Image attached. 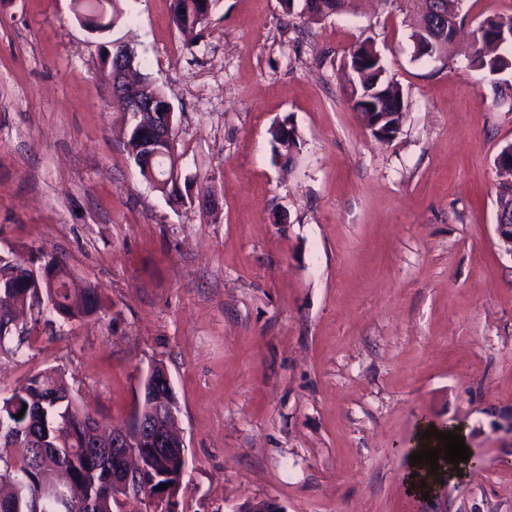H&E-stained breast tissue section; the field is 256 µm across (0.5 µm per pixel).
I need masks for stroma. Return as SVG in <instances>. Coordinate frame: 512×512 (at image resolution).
<instances>
[{
    "mask_svg": "<svg viewBox=\"0 0 512 512\" xmlns=\"http://www.w3.org/2000/svg\"><path fill=\"white\" fill-rule=\"evenodd\" d=\"M120 8L93 33L72 0H0V257L65 258L103 304L20 318L0 396L58 367L78 403L125 423L163 365L185 443L177 512H401L425 416L458 425L483 470L424 512H512V256L493 167L512 102L465 51L416 58L394 0L318 24L279 0H216L190 34L170 0ZM366 38L408 96L388 142L341 80ZM116 40L176 112L181 200L128 153L134 119L103 68ZM284 120L300 134L286 165L269 134Z\"/></svg>",
    "mask_w": 512,
    "mask_h": 512,
    "instance_id": "stroma-1",
    "label": "stroma"
}]
</instances>
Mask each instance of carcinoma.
I'll return each mask as SVG.
<instances>
[{"label": "carcinoma", "instance_id": "1", "mask_svg": "<svg viewBox=\"0 0 512 512\" xmlns=\"http://www.w3.org/2000/svg\"><path fill=\"white\" fill-rule=\"evenodd\" d=\"M213 0H171L172 21L181 31L194 30L208 23ZM364 0H280L282 10L297 15L308 23H319L337 13L356 12ZM461 0H439L448 17V29L464 22ZM78 19L94 30L111 28L119 20L117 9H107L106 0H76ZM410 39L413 45L431 42L429 27L420 17L411 22ZM377 52L372 40L356 43L342 65V80L347 96H363L371 88L386 89L392 99L404 101L399 83L386 76L385 66L374 70L354 72L349 69L358 56ZM467 56L472 67L489 74H498L512 68V16L500 17L496 22L480 23L473 32V41ZM130 156L140 175L150 184L158 185L163 193L176 191V181L167 180L171 164L164 158L148 171L140 162L141 144L137 128H131L127 141ZM512 153V143L500 148L493 163L500 179L497 210L512 212V168L499 166V160ZM53 280L47 281L33 270L28 261L20 258L6 261L0 258V270L18 273L12 287L0 292V350L13 338L18 311L36 310L41 318L40 296H46L50 309L67 319L90 317L101 308L94 288L81 285L63 260L52 257L44 261ZM23 413L19 419L18 413ZM143 471L139 481L174 486L180 480L169 477L173 470L164 457L143 454ZM126 470L121 454H112L97 446L95 420L86 408L80 406L59 368H50L30 376L9 396L0 397V482L15 486L14 492L0 495V512H82L79 503L93 502L87 512H123L126 507L140 502L131 493L116 500L104 491V484L112 474ZM55 483L66 495L67 502L54 503L41 496L42 487Z\"/></svg>", "mask_w": 512, "mask_h": 512}]
</instances>
